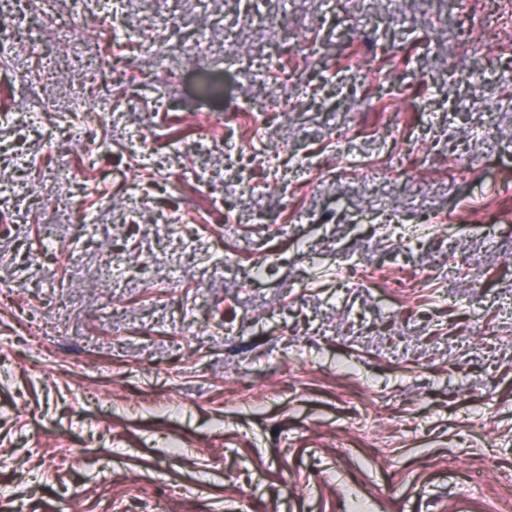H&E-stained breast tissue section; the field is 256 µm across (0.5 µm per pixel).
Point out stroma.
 Here are the masks:
<instances>
[{
    "label": "stroma",
    "mask_w": 512,
    "mask_h": 512,
    "mask_svg": "<svg viewBox=\"0 0 512 512\" xmlns=\"http://www.w3.org/2000/svg\"><path fill=\"white\" fill-rule=\"evenodd\" d=\"M240 9L88 0L65 50L24 12L40 43L15 37L0 66V512H497L512 228L474 224L512 190V21L485 46L453 0H264L316 42L240 24L235 58L279 64L247 80L211 21ZM116 17L154 45L115 58ZM95 57L99 83L79 85ZM102 83L96 139L80 114L60 133L47 102ZM351 157L373 188L340 174ZM79 180L98 233L71 261ZM380 210L417 241L351 221Z\"/></svg>",
    "instance_id": "stroma-1"
}]
</instances>
